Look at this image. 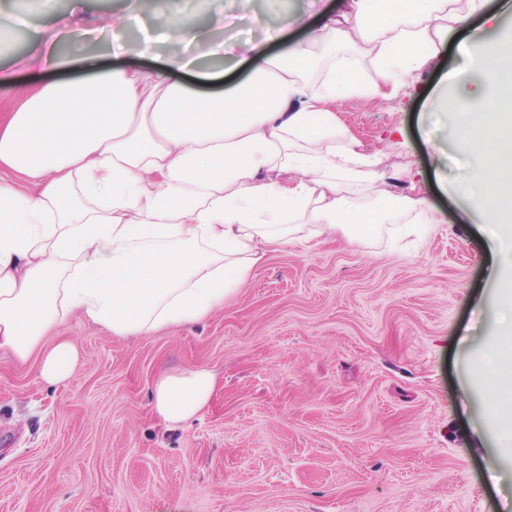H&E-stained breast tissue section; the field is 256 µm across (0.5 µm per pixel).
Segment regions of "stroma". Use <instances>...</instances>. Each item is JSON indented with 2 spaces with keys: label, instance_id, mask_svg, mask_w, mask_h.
I'll return each mask as SVG.
<instances>
[{
  "label": "stroma",
  "instance_id": "35a3bbf8",
  "mask_svg": "<svg viewBox=\"0 0 512 512\" xmlns=\"http://www.w3.org/2000/svg\"><path fill=\"white\" fill-rule=\"evenodd\" d=\"M139 4L113 58L109 36L72 45L147 73L141 27L158 0H57L77 27L101 9ZM341 0H182L200 23L224 8L261 35L303 10ZM0 49V116L49 73L24 65L30 28ZM478 45H449L389 101L332 106L359 150L409 174L437 223L393 241L337 233L268 255L207 320L152 336L115 337L81 319L62 328L82 359L51 385L0 353V512H512V455L485 415L494 376L483 354L501 333L483 217L459 188L473 167L452 145L443 98L469 95ZM451 81H444V74ZM206 366L215 393L190 424L155 411L158 376Z\"/></svg>",
  "mask_w": 512,
  "mask_h": 512
}]
</instances>
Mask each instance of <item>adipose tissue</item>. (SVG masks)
Listing matches in <instances>:
<instances>
[{"label":"adipose tissue","mask_w":512,"mask_h":512,"mask_svg":"<svg viewBox=\"0 0 512 512\" xmlns=\"http://www.w3.org/2000/svg\"><path fill=\"white\" fill-rule=\"evenodd\" d=\"M479 12L497 24L485 0H346L315 26L291 17L305 37L280 54L241 44L225 64L246 62L249 75L219 92L172 81L192 65L178 54L150 79L101 69L40 87L0 124V170L31 184L0 179V353L58 384L80 361L59 334L73 318L148 336L222 309L272 249L353 225L369 235L400 212L434 223L425 199L385 190L328 105L389 98ZM475 64L453 146L476 164L466 196L489 227L500 311L512 317V36ZM487 362L499 377L488 415L508 449L512 340L498 338ZM216 386L203 367L162 375L155 410L188 422Z\"/></svg>","instance_id":"1"}]
</instances>
